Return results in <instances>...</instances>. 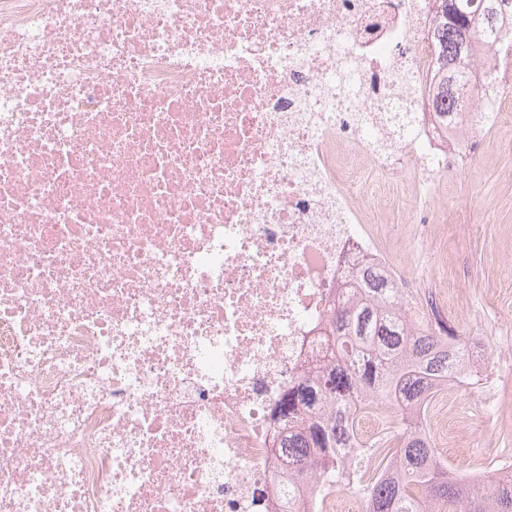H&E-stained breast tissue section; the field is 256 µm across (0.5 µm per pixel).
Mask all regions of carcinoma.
I'll use <instances>...</instances> for the list:
<instances>
[{
    "label": "carcinoma",
    "mask_w": 512,
    "mask_h": 512,
    "mask_svg": "<svg viewBox=\"0 0 512 512\" xmlns=\"http://www.w3.org/2000/svg\"><path fill=\"white\" fill-rule=\"evenodd\" d=\"M512 0H445L435 11L431 40L437 58L436 107L443 118L458 105L455 64L476 44L475 27L484 42L494 43ZM357 294L333 310L322 327L332 362L284 398L280 412L326 405L328 414L273 444L274 452L292 454L300 479L322 492L333 483L349 484L340 457L351 447L347 423L351 411L366 400L396 399L402 416L390 437L372 455L377 479L364 488L366 512H512V480L491 477L478 488L442 463L417 405L433 385L471 380L466 357L471 340L448 323L434 320L429 329L413 330L417 314L409 299L371 265L359 269Z\"/></svg>",
    "instance_id": "1"
}]
</instances>
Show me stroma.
Masks as SVG:
<instances>
[{
    "mask_svg": "<svg viewBox=\"0 0 512 512\" xmlns=\"http://www.w3.org/2000/svg\"><path fill=\"white\" fill-rule=\"evenodd\" d=\"M448 168L431 202L420 198L413 181H391V205L377 229L385 249L428 278L408 288L413 305L440 294L454 313L452 326L494 354L506 328L503 317L512 315V124L486 131L474 160H452ZM424 233L431 237L426 258L413 249ZM487 387L496 394L490 420L476 406ZM435 424L446 428V443L456 452L449 466L497 469L502 459H512V374L492 371L486 386L450 390Z\"/></svg>",
    "mask_w": 512,
    "mask_h": 512,
    "instance_id": "obj_1",
    "label": "stroma"
}]
</instances>
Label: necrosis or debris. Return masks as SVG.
<instances>
[{"label": "necrosis or debris", "instance_id": "1", "mask_svg": "<svg viewBox=\"0 0 512 512\" xmlns=\"http://www.w3.org/2000/svg\"><path fill=\"white\" fill-rule=\"evenodd\" d=\"M431 0H0V512H364L289 482L279 406L512 82L432 109ZM376 170L367 187L357 175ZM399 414L357 407L348 461Z\"/></svg>", "mask_w": 512, "mask_h": 512}]
</instances>
